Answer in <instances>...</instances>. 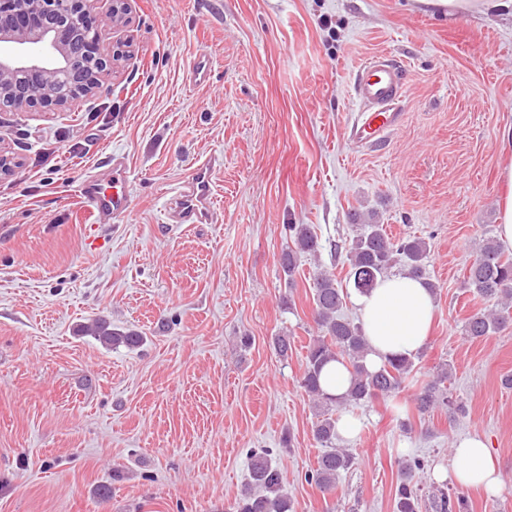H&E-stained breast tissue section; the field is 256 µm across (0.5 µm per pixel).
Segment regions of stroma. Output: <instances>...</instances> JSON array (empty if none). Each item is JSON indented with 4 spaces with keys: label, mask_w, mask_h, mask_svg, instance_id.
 I'll use <instances>...</instances> for the list:
<instances>
[{
    "label": "stroma",
    "mask_w": 512,
    "mask_h": 512,
    "mask_svg": "<svg viewBox=\"0 0 512 512\" xmlns=\"http://www.w3.org/2000/svg\"><path fill=\"white\" fill-rule=\"evenodd\" d=\"M109 4L95 15L102 40L130 54L96 94L68 112L0 113V146L19 162L0 176V512H228L261 448L296 512H396L404 459L421 460L412 482L433 512L434 492L457 490L436 470L474 433L502 488L467 489L470 512H512V323L463 335L482 307L463 279L495 234L498 170L512 158L500 141L512 17L443 19L414 0H129L115 28ZM380 52L404 75L398 121L354 145L351 73ZM116 156L130 213L88 233L78 185L110 186ZM210 157L213 220L169 223L173 190ZM355 214L427 242L438 313L399 392L351 407L354 463L323 493L305 480L322 448L298 381L317 333L313 273L345 284ZM292 224L310 225L321 250L290 278ZM98 320L147 341L82 335ZM443 366L465 415H418L415 394Z\"/></svg>",
    "instance_id": "35a3bbf8"
}]
</instances>
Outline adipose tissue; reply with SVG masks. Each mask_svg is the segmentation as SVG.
<instances>
[{
    "label": "adipose tissue",
    "mask_w": 512,
    "mask_h": 512,
    "mask_svg": "<svg viewBox=\"0 0 512 512\" xmlns=\"http://www.w3.org/2000/svg\"><path fill=\"white\" fill-rule=\"evenodd\" d=\"M355 303L368 343L365 365L377 369L389 356L416 355L425 345L437 313L432 292L424 283L404 273L390 274ZM448 480L463 487H480L497 493L500 470L484 439L473 434L455 442Z\"/></svg>",
    "instance_id": "adipose-tissue-1"
}]
</instances>
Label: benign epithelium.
<instances>
[{
  "label": "benign epithelium",
  "mask_w": 512,
  "mask_h": 512,
  "mask_svg": "<svg viewBox=\"0 0 512 512\" xmlns=\"http://www.w3.org/2000/svg\"><path fill=\"white\" fill-rule=\"evenodd\" d=\"M99 0H0V110H66L96 91L120 52L103 49L91 23ZM124 0H111L106 19L127 22Z\"/></svg>",
  "instance_id": "benign-epithelium-1"
}]
</instances>
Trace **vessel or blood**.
Wrapping results in <instances>:
<instances>
[{"mask_svg":"<svg viewBox=\"0 0 512 512\" xmlns=\"http://www.w3.org/2000/svg\"><path fill=\"white\" fill-rule=\"evenodd\" d=\"M352 89L360 110L348 125L346 137L359 145L375 143L395 125V115L390 105L403 92L402 72L387 54H377L356 67ZM212 193L213 165L205 161L193 169L175 196L173 211L178 223H203L208 215ZM79 195L83 207L98 224L124 216L130 208L125 190L110 191L90 178L82 182Z\"/></svg>","mask_w":512,"mask_h":512,"instance_id":"b4317fda","label":"vessel or blood"}]
</instances>
